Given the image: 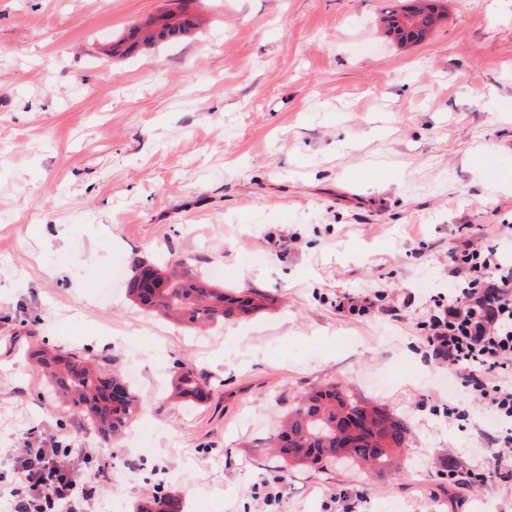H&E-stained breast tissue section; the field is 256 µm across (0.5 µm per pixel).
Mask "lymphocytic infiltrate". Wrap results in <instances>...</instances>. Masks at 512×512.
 I'll list each match as a JSON object with an SVG mask.
<instances>
[{
  "label": "lymphocytic infiltrate",
  "mask_w": 512,
  "mask_h": 512,
  "mask_svg": "<svg viewBox=\"0 0 512 512\" xmlns=\"http://www.w3.org/2000/svg\"><path fill=\"white\" fill-rule=\"evenodd\" d=\"M448 264L457 282L434 301L423 358L446 367L455 381L434 407L490 455L485 467L453 484L456 506L465 512L480 484L494 479L512 487V262L497 245L468 235L449 247ZM77 488L54 458L43 457L38 471L21 463L10 490L12 512H39L44 501L84 512Z\"/></svg>",
  "instance_id": "lymphocytic-infiltrate-1"
}]
</instances>
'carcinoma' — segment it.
I'll return each instance as SVG.
<instances>
[{"instance_id": "obj_1", "label": "carcinoma", "mask_w": 512, "mask_h": 512, "mask_svg": "<svg viewBox=\"0 0 512 512\" xmlns=\"http://www.w3.org/2000/svg\"><path fill=\"white\" fill-rule=\"evenodd\" d=\"M410 2L407 8L386 13L383 26L397 25L401 13L412 26H430L431 16L416 7L418 0ZM198 25V18L181 9L165 10L112 40L106 54L119 57L135 50H153L168 38L191 36ZM128 291L133 301L148 313L199 326L243 318L262 308L267 300L265 294L252 288L232 293L208 281L187 259L179 261L176 269L140 267L130 280ZM31 356L46 370L55 392L81 416L85 426L108 431L116 440L138 414L141 402L118 372H109L104 365L75 352L34 349ZM206 388V380L190 367L183 368L175 379L176 395L186 401L204 400ZM362 409L364 406L348 399L339 384L305 393L288 412V419L277 434L279 457L285 463H307L319 469L336 463V441L342 432L343 418L350 419ZM372 413L375 428L361 433L355 447L348 449L343 459L383 467L401 448L407 428L382 409L374 406ZM155 507L158 512H182L180 500L161 484L154 487L152 504L144 512H153Z\"/></svg>"}]
</instances>
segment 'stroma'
<instances>
[{"label":"stroma","mask_w":512,"mask_h":512,"mask_svg":"<svg viewBox=\"0 0 512 512\" xmlns=\"http://www.w3.org/2000/svg\"><path fill=\"white\" fill-rule=\"evenodd\" d=\"M178 4L194 38L112 59L168 0H0V489L58 444L85 512H136L158 483L200 512H342L340 491L453 512L450 471L486 458L426 401L452 384L423 325L449 242L512 225V0H445L408 46L379 23L400 0ZM186 256L267 307L194 328L130 300L137 262ZM34 346L131 376L119 440L50 397ZM186 366L207 401L172 397ZM333 383L407 426L386 467L283 466L282 418Z\"/></svg>","instance_id":"obj_1"}]
</instances>
